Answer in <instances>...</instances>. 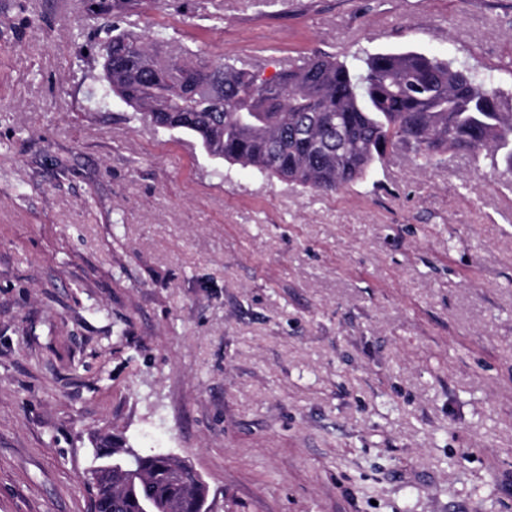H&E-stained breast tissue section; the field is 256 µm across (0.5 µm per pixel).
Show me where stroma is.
Segmentation results:
<instances>
[{
	"mask_svg": "<svg viewBox=\"0 0 512 512\" xmlns=\"http://www.w3.org/2000/svg\"><path fill=\"white\" fill-rule=\"evenodd\" d=\"M124 28L272 76L415 50L493 76L512 0H159ZM88 0H0V512H90L94 440L212 512H512V172L388 156L324 195L105 94Z\"/></svg>",
	"mask_w": 512,
	"mask_h": 512,
	"instance_id": "35a3bbf8",
	"label": "stroma"
}]
</instances>
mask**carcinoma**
<instances>
[{
	"label": "carcinoma",
	"instance_id": "cac0c4a2",
	"mask_svg": "<svg viewBox=\"0 0 512 512\" xmlns=\"http://www.w3.org/2000/svg\"><path fill=\"white\" fill-rule=\"evenodd\" d=\"M141 0H91L115 17ZM105 92L154 127L194 136L206 154L268 177L333 194L364 180L403 148L428 167L450 151L500 157L512 169V112L491 81L413 50L313 55L267 79L227 61L201 59L176 40L106 24ZM95 443L92 512H201L204 488L171 479L180 458L119 452ZM112 477H107V470Z\"/></svg>",
	"mask_w": 512,
	"mask_h": 512
}]
</instances>
